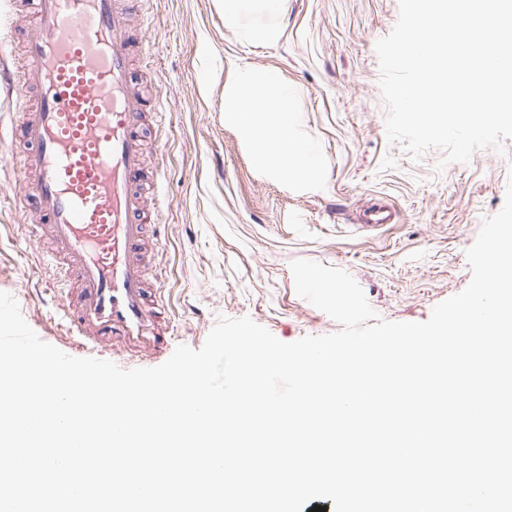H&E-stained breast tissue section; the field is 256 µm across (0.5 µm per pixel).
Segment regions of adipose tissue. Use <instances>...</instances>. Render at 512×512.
Masks as SVG:
<instances>
[{"instance_id": "adipose-tissue-1", "label": "adipose tissue", "mask_w": 512, "mask_h": 512, "mask_svg": "<svg viewBox=\"0 0 512 512\" xmlns=\"http://www.w3.org/2000/svg\"><path fill=\"white\" fill-rule=\"evenodd\" d=\"M224 116L251 144L259 167L297 179L318 176L314 151L297 131L291 92L269 71L246 70L224 88Z\"/></svg>"}]
</instances>
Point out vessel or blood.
Returning a JSON list of instances; mask_svg holds the SVG:
<instances>
[{"label":"vessel or blood","mask_w":512,"mask_h":512,"mask_svg":"<svg viewBox=\"0 0 512 512\" xmlns=\"http://www.w3.org/2000/svg\"><path fill=\"white\" fill-rule=\"evenodd\" d=\"M33 8L25 66L0 41V87L20 123L0 127V159L35 213L46 261L74 279L60 309L75 342L153 359L172 342L161 287L146 278L147 229L158 214L137 188L146 100L130 76L134 0H9Z\"/></svg>","instance_id":"b4317fda"}]
</instances>
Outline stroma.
<instances>
[{"mask_svg": "<svg viewBox=\"0 0 512 512\" xmlns=\"http://www.w3.org/2000/svg\"><path fill=\"white\" fill-rule=\"evenodd\" d=\"M137 12L144 23L132 37L146 52L132 75L165 112L146 137L148 156L164 152L167 165L149 246L174 345L200 348L223 318H251L284 342L338 332L297 294L296 259L346 271L378 319L393 322L425 321L468 286L466 251L512 181V139L448 165L440 150L417 160L388 141L375 45L398 0H289L284 14L255 5L234 31L224 0H140ZM264 30L274 39H258ZM247 69L272 71L293 91L319 181L262 170L225 122L224 87ZM20 187L0 162V292L37 335L82 356L59 314L66 282L41 266L28 220L8 207ZM375 203L392 208V223L359 222Z\"/></svg>", "mask_w": 512, "mask_h": 512, "instance_id": "35a3bbf8", "label": "stroma"}]
</instances>
